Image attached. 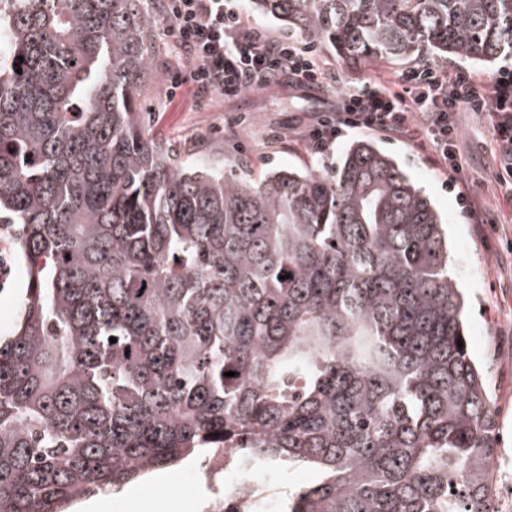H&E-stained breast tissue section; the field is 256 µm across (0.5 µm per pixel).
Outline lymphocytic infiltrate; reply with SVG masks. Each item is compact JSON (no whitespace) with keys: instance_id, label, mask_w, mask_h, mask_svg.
<instances>
[{"instance_id":"lymphocytic-infiltrate-1","label":"lymphocytic infiltrate","mask_w":512,"mask_h":512,"mask_svg":"<svg viewBox=\"0 0 512 512\" xmlns=\"http://www.w3.org/2000/svg\"><path fill=\"white\" fill-rule=\"evenodd\" d=\"M164 33L190 70L169 71V91L191 80L199 94L239 96L251 85L285 73L300 85L321 86L327 74L313 47L289 40H267L246 28L230 0H168ZM489 113L491 151L498 163L494 181L512 193V59L498 69L490 92L465 68L449 72L431 63L403 71L394 79L349 86L336 98V109L308 127L304 138L317 153L350 131L382 132L427 152L429 162L461 173L457 142L460 109Z\"/></svg>"}]
</instances>
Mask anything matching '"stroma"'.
<instances>
[{
	"label": "stroma",
	"instance_id": "stroma-1",
	"mask_svg": "<svg viewBox=\"0 0 512 512\" xmlns=\"http://www.w3.org/2000/svg\"><path fill=\"white\" fill-rule=\"evenodd\" d=\"M144 6L152 20L155 68L141 87L138 109L147 113L154 133L181 145L190 161L216 169L238 168L249 178L275 169L330 170L350 144L365 137L397 161L441 214L448 226L449 268L468 301L470 350L487 373L495 410L491 508L512 512V202L494 182L487 115L459 112L457 147L463 172L455 177L433 168L410 143L379 132H347L326 154L318 155L308 149L303 134L315 117L335 106L337 91L366 78L392 76L399 65L381 63L359 70L322 46L317 54L330 86L309 89L282 74L230 99L218 92L196 97L188 84L170 97L163 78L183 62L172 57L163 33L161 0H145ZM314 480L308 467L273 463L261 485L269 500L280 503L287 493ZM132 494L144 500L150 512H201L208 489L198 465L185 461L104 493L102 512H130Z\"/></svg>",
	"mask_w": 512,
	"mask_h": 512
}]
</instances>
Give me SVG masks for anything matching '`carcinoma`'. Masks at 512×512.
<instances>
[{
	"instance_id": "carcinoma-1",
	"label": "carcinoma",
	"mask_w": 512,
	"mask_h": 512,
	"mask_svg": "<svg viewBox=\"0 0 512 512\" xmlns=\"http://www.w3.org/2000/svg\"><path fill=\"white\" fill-rule=\"evenodd\" d=\"M143 2L0 0V224L27 273L0 512L224 447L318 472L288 512H490L492 401L430 200L368 140L326 172L183 164L136 110ZM253 6L351 67L512 56V0Z\"/></svg>"
}]
</instances>
